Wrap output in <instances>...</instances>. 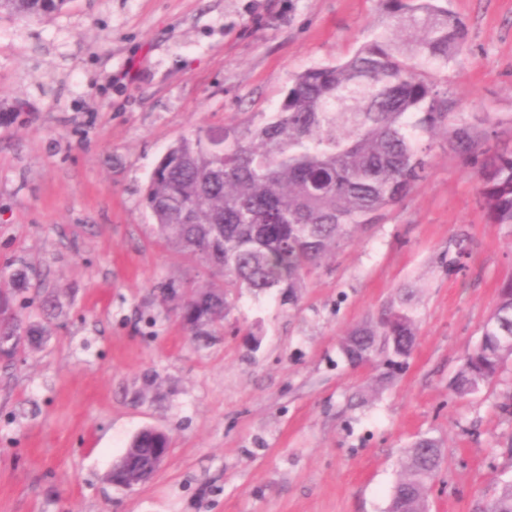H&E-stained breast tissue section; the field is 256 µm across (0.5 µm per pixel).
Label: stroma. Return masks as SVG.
I'll return each mask as SVG.
<instances>
[{"mask_svg": "<svg viewBox=\"0 0 512 512\" xmlns=\"http://www.w3.org/2000/svg\"><path fill=\"white\" fill-rule=\"evenodd\" d=\"M466 26L439 74L464 121L512 151V0H448ZM390 20L380 0H70L0 14V272L28 275L41 339L0 360V512H385L398 459L442 441L430 512H473L512 480V359L493 384L450 380L512 277V228L446 135L425 178L321 262L296 302L232 298L193 337L167 283L209 271L159 242L144 194L197 129L270 118L294 75L350 57ZM410 298L415 348L376 372L340 341ZM167 464L128 490L108 473L142 428ZM70 0H0V14L40 18L62 11Z\"/></svg>", "mask_w": 512, "mask_h": 512, "instance_id": "obj_1", "label": "stroma"}]
</instances>
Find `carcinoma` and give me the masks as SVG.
Wrapping results in <instances>:
<instances>
[{"label": "carcinoma", "instance_id": "carcinoma-1", "mask_svg": "<svg viewBox=\"0 0 512 512\" xmlns=\"http://www.w3.org/2000/svg\"><path fill=\"white\" fill-rule=\"evenodd\" d=\"M70 0H0V14L40 18ZM394 6V28L377 33L343 63L297 74L275 115L222 130L200 129L161 157L145 194L159 240L206 266L224 285H169L181 299L178 316L193 336L224 321V288L254 295L276 292L293 303L322 258L354 231L406 198L421 180L431 140L440 132L477 168L482 208L491 224L512 226V153L474 149L473 129L456 121L455 102L441 91L437 72L462 53L464 23L441 0H382ZM224 134V142L213 135ZM26 276L0 277V302L13 305ZM34 338L17 312L0 318V350L16 336ZM512 279L500 288L469 351L450 382L460 398L491 384L512 357ZM416 320L390 306L354 327L340 349L354 367L386 365L382 386L411 356ZM138 463L157 447L132 442ZM444 462L442 443L421 437L405 449L387 512H428V490ZM480 512H512V482Z\"/></svg>", "mask_w": 512, "mask_h": 512}]
</instances>
